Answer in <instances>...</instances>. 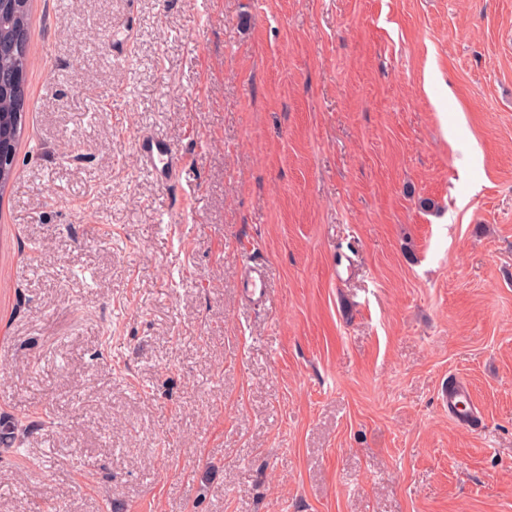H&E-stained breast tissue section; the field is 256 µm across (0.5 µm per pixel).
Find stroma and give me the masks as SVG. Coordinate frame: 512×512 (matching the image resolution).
I'll return each instance as SVG.
<instances>
[{
  "mask_svg": "<svg viewBox=\"0 0 512 512\" xmlns=\"http://www.w3.org/2000/svg\"><path fill=\"white\" fill-rule=\"evenodd\" d=\"M29 56L0 512H512V0H32ZM138 151L147 164L158 169L162 179L172 181L177 177L179 158L170 144L153 136H143L138 141ZM243 288L248 298L258 303L269 301L267 297V282L264 269L259 264L249 265L243 277ZM467 384L457 377H448V388L443 391L442 401L448 406V415L468 431H479L484 427L483 416L469 402Z\"/></svg>",
  "mask_w": 512,
  "mask_h": 512,
  "instance_id": "stroma-1",
  "label": "stroma"
}]
</instances>
